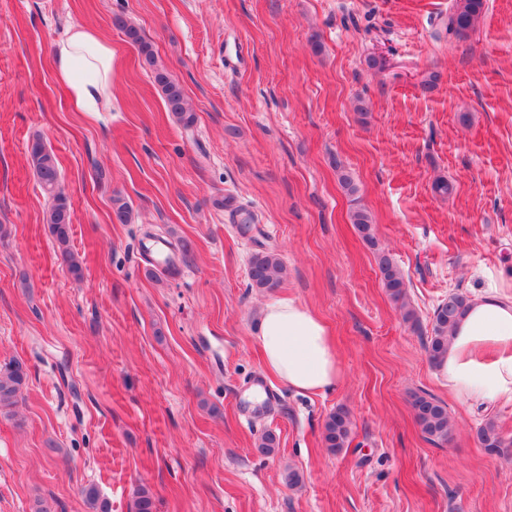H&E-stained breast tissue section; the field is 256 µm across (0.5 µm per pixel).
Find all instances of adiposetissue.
I'll list each match as a JSON object with an SVG mask.
<instances>
[{
	"label": "adipose tissue",
	"instance_id": "obj_1",
	"mask_svg": "<svg viewBox=\"0 0 512 512\" xmlns=\"http://www.w3.org/2000/svg\"><path fill=\"white\" fill-rule=\"evenodd\" d=\"M56 79L74 111L99 112L112 100V46L92 28H69L52 52ZM257 338L267 372L304 394H325L342 380L323 322L306 306L273 300L260 310ZM449 390L473 406L512 401V296L471 300L437 365Z\"/></svg>",
	"mask_w": 512,
	"mask_h": 512
}]
</instances>
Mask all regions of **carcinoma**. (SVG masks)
Listing matches in <instances>:
<instances>
[{"label": "carcinoma", "mask_w": 512, "mask_h": 512, "mask_svg": "<svg viewBox=\"0 0 512 512\" xmlns=\"http://www.w3.org/2000/svg\"><path fill=\"white\" fill-rule=\"evenodd\" d=\"M485 0H454L448 14L445 32L450 37L461 39L475 30L485 13ZM115 27L121 29L125 36L139 46L145 62L153 68L155 83L161 88L167 111L176 118L184 129L194 124V115L185 99L184 91L168 72L155 67L154 56L149 46L142 40L136 28L129 25L124 18L113 19ZM27 162L41 188L51 197V202L44 211L43 221L49 225L55 236L60 257L68 271L76 278L81 276L82 268L70 248V226L72 224L70 205L60 183V169L55 154L39 138L32 140L27 148ZM113 219L120 224H128L132 219V209L124 197L115 194L112 197ZM363 238L370 245H376L373 234V222L370 214L358 208L351 213ZM378 268L383 287L393 301L401 304L403 318L416 323L414 310L407 307L406 285L404 275L396 263L386 254L377 256ZM286 274V267L280 255L274 250L258 252L251 257L249 264V287L268 290L277 287ZM469 299L462 293L448 295L434 311L432 334L426 345L431 363H437L448 350V333L464 315ZM27 373L19 362H12L0 367V407H9L15 403L21 387L25 384ZM416 421L422 431L432 440L446 441L450 432L447 407L440 401L426 396L416 395L412 401ZM352 421L350 413L338 409L331 413L323 425L325 447L333 452H341L349 442ZM476 440L480 447L490 454H505L512 447V441L506 440L493 421L486 422L476 431ZM133 512H155V501L150 490L141 486L137 488L133 500Z\"/></svg>", "instance_id": "1"}]
</instances>
